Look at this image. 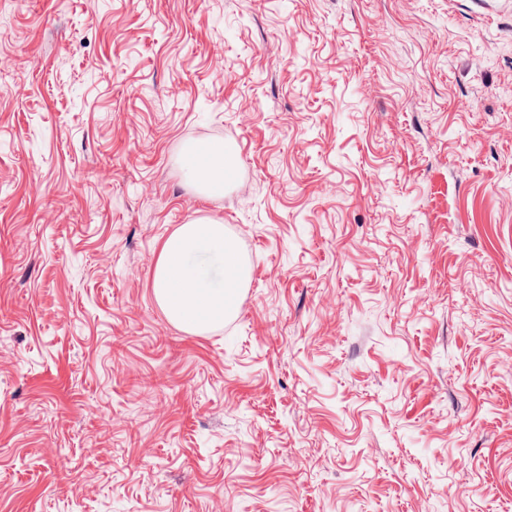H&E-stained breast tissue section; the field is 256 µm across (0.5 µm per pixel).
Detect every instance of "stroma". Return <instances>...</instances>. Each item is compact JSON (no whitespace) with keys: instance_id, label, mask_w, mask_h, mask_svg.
<instances>
[{"instance_id":"obj_1","label":"stroma","mask_w":512,"mask_h":512,"mask_svg":"<svg viewBox=\"0 0 512 512\" xmlns=\"http://www.w3.org/2000/svg\"><path fill=\"white\" fill-rule=\"evenodd\" d=\"M0 512H512V0H0ZM185 166L200 193L207 196L221 195L234 168L232 150L225 149L224 143L189 144L185 148ZM211 263H217L214 272ZM251 265L229 248L224 224L193 219L163 243L153 293L170 322L191 332L222 324L237 309Z\"/></svg>"}]
</instances>
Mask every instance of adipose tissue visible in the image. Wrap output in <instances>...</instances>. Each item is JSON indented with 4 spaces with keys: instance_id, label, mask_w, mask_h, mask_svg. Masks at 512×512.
Wrapping results in <instances>:
<instances>
[{
    "instance_id": "ef3b65f1",
    "label": "adipose tissue",
    "mask_w": 512,
    "mask_h": 512,
    "mask_svg": "<svg viewBox=\"0 0 512 512\" xmlns=\"http://www.w3.org/2000/svg\"><path fill=\"white\" fill-rule=\"evenodd\" d=\"M187 174L207 196L223 194L234 168L231 149L193 143L185 149ZM250 281V265L230 249L222 222L193 219L163 243L153 293L170 322L191 332L224 323Z\"/></svg>"
}]
</instances>
